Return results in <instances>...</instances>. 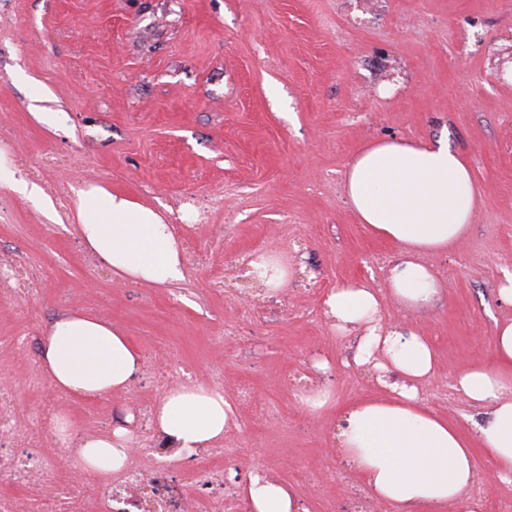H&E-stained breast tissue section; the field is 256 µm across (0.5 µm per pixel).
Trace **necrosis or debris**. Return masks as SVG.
Returning <instances> with one entry per match:
<instances>
[{"instance_id": "necrosis-or-debris-1", "label": "necrosis or debris", "mask_w": 512, "mask_h": 512, "mask_svg": "<svg viewBox=\"0 0 512 512\" xmlns=\"http://www.w3.org/2000/svg\"><path fill=\"white\" fill-rule=\"evenodd\" d=\"M14 409V394L0 387V475L16 488L0 494V512H227L224 473L208 455L196 457L193 479L183 483L171 469L173 449L160 445L139 449L142 468L114 476L109 491L90 479L45 496L42 482L55 461L42 452L39 422L19 421Z\"/></svg>"}]
</instances>
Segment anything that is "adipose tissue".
I'll use <instances>...</instances> for the list:
<instances>
[{"label": "adipose tissue", "mask_w": 512, "mask_h": 512, "mask_svg": "<svg viewBox=\"0 0 512 512\" xmlns=\"http://www.w3.org/2000/svg\"><path fill=\"white\" fill-rule=\"evenodd\" d=\"M346 201L371 234L397 245L402 258L389 270L386 291L364 283L336 287L325 314L355 345L354 361L368 365L387 395L349 406L337 434L350 466L374 498L397 512H482L468 497L474 448L493 461L499 480L512 483V318L497 322L495 359L468 364L453 377L454 390L482 409L464 431L426 407L421 386L437 370L436 350L418 330L382 323L381 293L400 308L439 306L443 288L420 262L421 254L460 246L477 214L480 189L466 159L447 139L382 140L362 146L343 174ZM79 232L113 275L151 286L183 277V259L170 225L152 208L92 185L77 194ZM39 367L49 384L78 399L127 391L141 356L120 330L83 312L61 314L42 339ZM233 408L222 390L175 382L153 407L150 423L165 447L193 455L222 442ZM133 415L110 433L74 436L69 418L54 414L52 427L75 441L84 472L107 476L122 469L133 440ZM250 512H306L294 491L256 471L243 484Z\"/></svg>", "instance_id": "1"}]
</instances>
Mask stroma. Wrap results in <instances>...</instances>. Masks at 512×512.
<instances>
[{
  "instance_id": "obj_1",
  "label": "stroma",
  "mask_w": 512,
  "mask_h": 512,
  "mask_svg": "<svg viewBox=\"0 0 512 512\" xmlns=\"http://www.w3.org/2000/svg\"><path fill=\"white\" fill-rule=\"evenodd\" d=\"M42 112L61 116L57 125ZM447 138L483 187L464 245L425 254L445 303L408 313L385 302V323L423 329L438 371L422 401L462 429L478 410L449 383L465 361L494 352L511 317L497 288L512 270V0H0V150L38 166L53 203L0 187V253L29 271L32 291L0 300V384L24 420L65 414L74 434L111 431L151 409L175 381L223 390L249 382L268 414L234 411L215 457L290 485L310 512H354L367 490L336 434L349 404L379 394L371 371L336 335L324 301L337 286L384 287L400 258L349 207L342 176L365 143ZM48 155L71 157L45 167ZM102 185L172 224L184 276L155 288L112 275L75 229L79 190ZM301 261L288 287L251 293L242 316L225 288H243L254 252ZM84 311L119 327L167 374L139 375L117 397L55 399L29 384L42 330ZM329 363L314 382L336 407L308 414L285 377ZM317 476V488L301 483ZM485 512L512 501L483 455L469 489Z\"/></svg>"
}]
</instances>
